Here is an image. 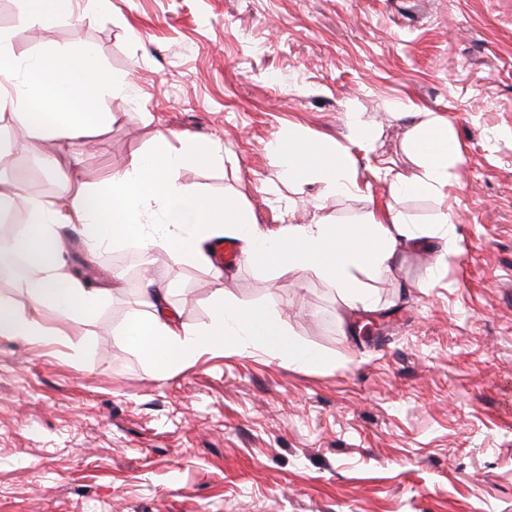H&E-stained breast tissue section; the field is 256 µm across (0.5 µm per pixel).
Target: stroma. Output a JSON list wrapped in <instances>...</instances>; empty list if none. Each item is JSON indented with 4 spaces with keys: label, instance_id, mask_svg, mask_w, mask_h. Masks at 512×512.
I'll return each instance as SVG.
<instances>
[{
    "label": "stroma",
    "instance_id": "stroma-1",
    "mask_svg": "<svg viewBox=\"0 0 512 512\" xmlns=\"http://www.w3.org/2000/svg\"><path fill=\"white\" fill-rule=\"evenodd\" d=\"M19 12L0 0L17 56L80 39L133 76L134 93L104 95L112 124L78 181L187 131L224 159L179 181L237 196L262 230L390 202L427 239L375 280L373 312L309 273L225 270L229 298L279 311L326 364L204 354L162 380L112 335L138 308L129 278L108 283L123 246L91 257L69 239L70 270L112 291L49 344L0 336V512H512V0H79L43 29ZM352 112L375 131L354 152L360 188L315 208L324 184L282 179L266 146L287 131L348 144ZM410 112L446 124L461 156L438 192L393 201L390 180L422 172ZM75 151L23 133L0 173L53 198L41 159ZM443 213L452 251L432 235ZM140 261L187 329L208 323L209 267Z\"/></svg>",
    "mask_w": 512,
    "mask_h": 512
}]
</instances>
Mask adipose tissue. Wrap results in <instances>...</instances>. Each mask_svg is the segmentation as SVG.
Segmentation results:
<instances>
[{"instance_id":"obj_1","label":"adipose tissue","mask_w":512,"mask_h":512,"mask_svg":"<svg viewBox=\"0 0 512 512\" xmlns=\"http://www.w3.org/2000/svg\"><path fill=\"white\" fill-rule=\"evenodd\" d=\"M19 21L44 27L73 15L75 0H21ZM133 89L126 71L107 70L94 48L81 40L65 50L42 49L19 63L9 37L0 32V111L28 117V130L44 140L87 141L112 115L98 111L105 93L123 95ZM408 151L422 168L418 176H395L391 198L429 193L447 183L459 156V144L446 125L435 120L415 124L406 139ZM270 153L283 178L309 176L336 195L359 188L358 172L349 149L310 141L295 134L274 140ZM212 144L187 133L170 139L158 133L152 149L112 172L99 186L76 185L71 179L78 158L68 163L44 159L46 169L66 185L65 193L45 199L26 193L19 184L0 179V213L24 210L27 222L7 239L29 271L22 283L29 301L53 312L59 323L74 326L94 315L110 295L106 288H88L67 268L65 233H73L86 251L95 253L127 241L170 257L204 263L211 241L237 239L241 261L280 271H300L327 281L351 310H375L380 300L370 278L393 273L402 251L420 234L406 214L392 206L373 207L357 224L323 220L285 224L275 233L261 231L233 196L207 197L178 180L180 171L215 162ZM169 291L146 278L140 291L143 312L129 315L113 331L118 343L140 351L165 378L204 352L284 353L296 364H320V352L289 343L278 313L255 312L214 288L210 321L186 329L178 315L167 312ZM40 320L15 313L0 302V336H18L40 343L52 336Z\"/></svg>"}]
</instances>
